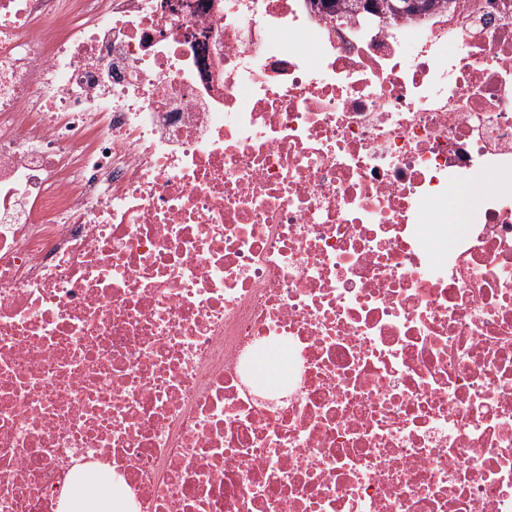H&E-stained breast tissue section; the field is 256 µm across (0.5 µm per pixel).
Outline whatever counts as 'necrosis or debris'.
<instances>
[{
  "label": "necrosis or debris",
  "mask_w": 512,
  "mask_h": 512,
  "mask_svg": "<svg viewBox=\"0 0 512 512\" xmlns=\"http://www.w3.org/2000/svg\"><path fill=\"white\" fill-rule=\"evenodd\" d=\"M85 469L133 512H512V0H0V512ZM457 197L453 193L448 194V223L447 224H429L426 225V228L428 231L432 232L433 234H439V235H447L448 242L457 234H460L466 227V212L464 213L462 217V222L460 223L461 226H455L458 224V220L456 217V213L454 210L450 208L449 200L451 198Z\"/></svg>",
  "instance_id": "obj_1"
}]
</instances>
